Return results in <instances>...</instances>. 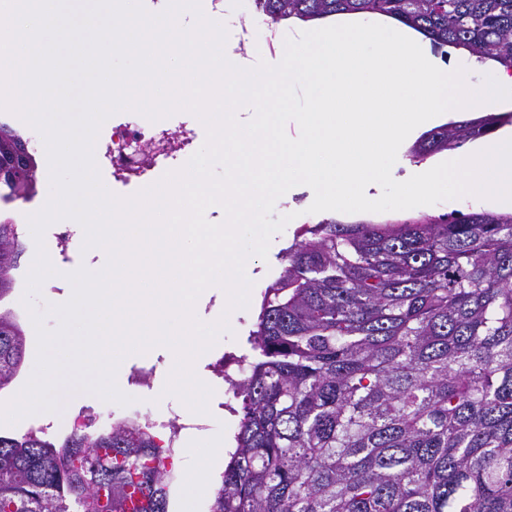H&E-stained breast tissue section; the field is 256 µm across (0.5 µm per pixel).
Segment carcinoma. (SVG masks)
<instances>
[{"mask_svg":"<svg viewBox=\"0 0 512 512\" xmlns=\"http://www.w3.org/2000/svg\"><path fill=\"white\" fill-rule=\"evenodd\" d=\"M272 22L378 13L512 69V0H255ZM495 115L423 137L461 148ZM0 123V201L37 183ZM24 252L0 224V299ZM249 336L235 447L210 512H512V213L304 225ZM26 338L0 311V391ZM171 449L136 420L0 432V512H169Z\"/></svg>","mask_w":512,"mask_h":512,"instance_id":"1","label":"carcinoma"}]
</instances>
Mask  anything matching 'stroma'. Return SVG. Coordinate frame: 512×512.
Returning <instances> with one entry per match:
<instances>
[{
	"mask_svg": "<svg viewBox=\"0 0 512 512\" xmlns=\"http://www.w3.org/2000/svg\"><path fill=\"white\" fill-rule=\"evenodd\" d=\"M224 20L230 21L231 25L243 27L254 32L258 43L262 44L270 53L269 64H278L281 50L282 36L278 27L273 26L266 17L256 9L254 0H224ZM314 194L310 188H301L289 199L277 200L275 204L276 215H290L291 220L284 229L286 241H293L296 230L305 224H318L326 220H333L341 224H394L409 217L419 215L439 216L453 211L451 201L445 200L430 206L415 207L403 211H388L381 213L360 212L342 213L337 211H324L320 213H309ZM264 275L261 284L252 288L249 304L246 308L240 309L238 313L229 318L228 331H225L224 338L219 345L213 346L206 354L205 363H214L222 355L230 353H241L248 350L247 337L255 327L263 289L271 285L280 275L283 264L281 255L277 252L269 253L266 260H263ZM27 271L25 266H18L13 272V288L9 295L0 301V306L11 309L16 315L22 328H30L32 321L29 315L30 310H37L44 315V325L48 330H55L59 318L56 314L50 313V297L48 290H40L38 294L30 296V304H23L22 299L26 297ZM79 378L76 374H68L61 382L62 400L59 402L57 411L50 415H37L25 417L22 421L11 425L10 430L16 434H22L35 427H44L48 437H56L61 432L71 428L74 420L85 413H93L98 420H105L107 416L130 417L136 414H153L154 409L149 402L147 395L148 388L136 386L132 389V403L122 405H110L93 392L79 389Z\"/></svg>",
	"mask_w": 512,
	"mask_h": 512,
	"instance_id": "obj_1",
	"label": "stroma"
}]
</instances>
